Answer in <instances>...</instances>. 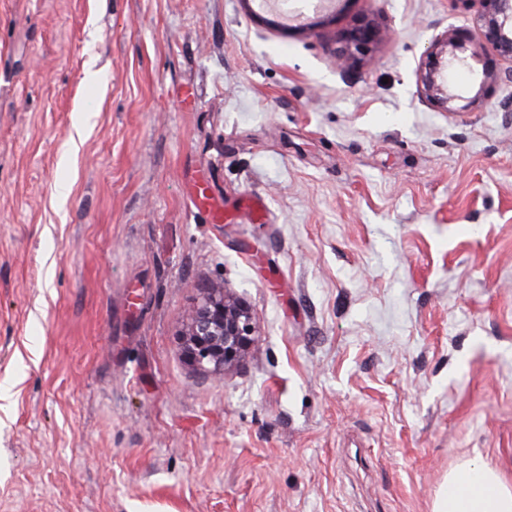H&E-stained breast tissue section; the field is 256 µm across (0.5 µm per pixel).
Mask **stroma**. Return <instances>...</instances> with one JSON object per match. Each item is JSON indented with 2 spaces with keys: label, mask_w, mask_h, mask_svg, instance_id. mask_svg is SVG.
Here are the masks:
<instances>
[{
  "label": "stroma",
  "mask_w": 512,
  "mask_h": 512,
  "mask_svg": "<svg viewBox=\"0 0 512 512\" xmlns=\"http://www.w3.org/2000/svg\"><path fill=\"white\" fill-rule=\"evenodd\" d=\"M475 14L0 0V512H432L472 459L512 485V82L449 115L415 76ZM207 288L258 337L221 375L180 344ZM378 38V30L368 17H361L352 27L340 31L336 37V61L346 64L368 56Z\"/></svg>",
  "instance_id": "35a3bbf8"
}]
</instances>
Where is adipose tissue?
<instances>
[{
	"label": "adipose tissue",
	"instance_id": "adipose-tissue-1",
	"mask_svg": "<svg viewBox=\"0 0 512 512\" xmlns=\"http://www.w3.org/2000/svg\"><path fill=\"white\" fill-rule=\"evenodd\" d=\"M433 512H512V488L490 466L472 462L449 475Z\"/></svg>",
	"mask_w": 512,
	"mask_h": 512
}]
</instances>
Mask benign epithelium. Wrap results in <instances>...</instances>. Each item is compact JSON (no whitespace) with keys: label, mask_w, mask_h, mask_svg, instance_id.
Instances as JSON below:
<instances>
[{"label":"benign epithelium","mask_w":512,"mask_h":512,"mask_svg":"<svg viewBox=\"0 0 512 512\" xmlns=\"http://www.w3.org/2000/svg\"><path fill=\"white\" fill-rule=\"evenodd\" d=\"M478 2L476 28L480 34L479 50L474 55L483 59L479 90L469 98L466 89L441 77L467 67L455 50L470 39L466 30H455L435 38L423 54L416 72L422 97L440 112H466L489 98L500 80L512 81V0H459L463 4ZM378 38L374 22L363 16L352 27L336 37V61L346 64L368 56ZM509 67L503 69L500 63ZM257 343L252 314L241 301L220 288H211L201 298L187 331L182 349L186 359L198 369L215 374L246 355Z\"/></svg>","instance_id":"obj_1"}]
</instances>
